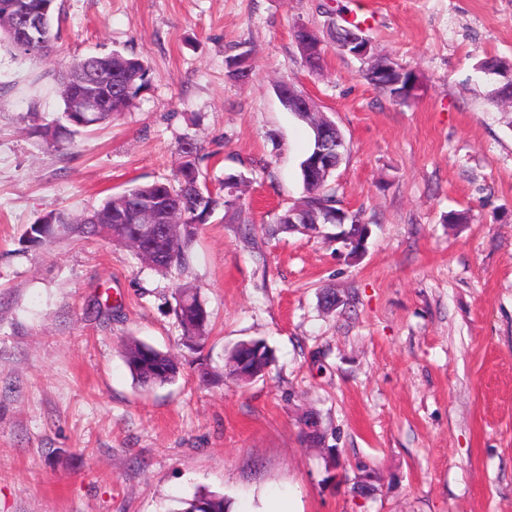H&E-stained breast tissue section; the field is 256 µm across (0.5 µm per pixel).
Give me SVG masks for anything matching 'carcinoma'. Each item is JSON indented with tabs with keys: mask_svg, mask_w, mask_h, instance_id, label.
Returning <instances> with one entry per match:
<instances>
[{
	"mask_svg": "<svg viewBox=\"0 0 512 512\" xmlns=\"http://www.w3.org/2000/svg\"><path fill=\"white\" fill-rule=\"evenodd\" d=\"M12 49L31 61H44L53 52L54 41L50 40L37 51L22 50L18 44L9 40ZM77 67L65 69L61 77V87L67 95L62 97L64 108L60 117L50 123L31 126L32 133L39 136L47 145L56 150H63L73 144V137L97 129L112 122V117L129 110L141 91L148 84L149 71L139 58L114 50L108 54H89L75 61ZM247 54L241 53L228 60V77L240 79L246 76ZM92 84L101 97V110L94 113L92 124L71 126L67 133L60 128L70 126L72 95L74 92ZM317 147V136H312L311 145L300 162V172L304 185L303 199L311 206L336 211V187L330 182H318L310 178L308 163ZM180 151L187 160L181 162V168L200 171L199 162L204 157L203 147L193 141L184 142ZM132 197L156 199L166 206L177 208L184 213L185 223L198 227L207 223L214 212L227 205L224 196L211 190L202 181H193L185 175H174L171 179L156 180L131 185L122 192L102 203L90 215L71 221L62 213L50 212L38 223L29 226L28 238L25 242L31 246H47L52 244L57 231L55 225L68 224L69 235L75 240L106 237L105 228L112 225V241L125 244V238L132 230L129 221L121 218L125 214ZM198 233L182 237L170 238L163 250L164 260L150 264V268L161 273L181 269L190 261L191 248ZM175 317L183 335L203 340L209 331L211 312L201 300L197 291L190 287L178 288ZM252 347L241 349L234 346L229 352L226 363V375L240 384L246 383L243 373L254 376L264 375L272 362V353L261 339L251 340ZM125 363L132 378L142 387L152 388L171 383L181 371V363L174 360L170 353L164 352L145 342L129 339L124 347ZM181 509L177 512H228L224 498L215 492H197L190 499L180 501Z\"/></svg>",
	"mask_w": 512,
	"mask_h": 512,
	"instance_id": "cac0c4a2",
	"label": "carcinoma"
}]
</instances>
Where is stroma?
I'll use <instances>...</instances> for the list:
<instances>
[{"instance_id":"1","label":"stroma","mask_w":512,"mask_h":512,"mask_svg":"<svg viewBox=\"0 0 512 512\" xmlns=\"http://www.w3.org/2000/svg\"><path fill=\"white\" fill-rule=\"evenodd\" d=\"M60 3L48 62L0 42V512H177L201 489L232 512L274 493L298 512H512V126L477 70L512 60V0ZM351 21L418 74L414 100L391 101L337 50ZM298 26L322 41L320 71ZM114 50L149 67L134 105L69 150L32 134L63 108L65 66ZM244 51L249 79L229 78ZM284 76L345 137L332 183L371 228L358 259L275 222L303 195L311 141L279 99ZM189 139L211 154L212 187L244 182L240 218L216 211L184 272L99 238L22 243L47 213L172 177ZM458 211L469 222L449 224ZM181 284L212 313L194 349L173 313ZM328 289L343 307L321 306ZM130 338L176 355L179 377L136 384ZM250 339L273 351L265 376L199 381L197 364L222 370ZM308 412L325 447L302 438ZM359 463L377 476L367 497Z\"/></svg>"}]
</instances>
